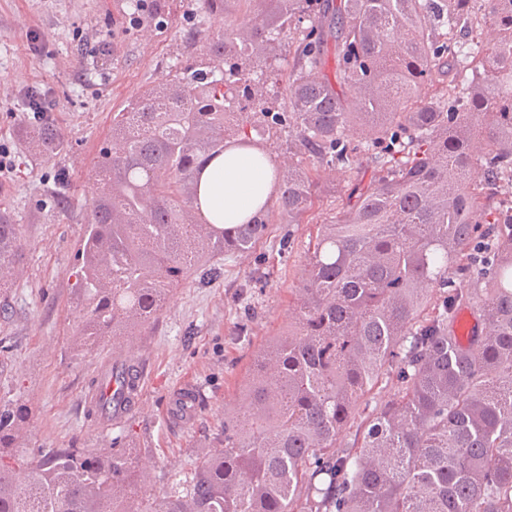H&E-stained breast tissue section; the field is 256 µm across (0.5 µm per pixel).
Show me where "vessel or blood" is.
<instances>
[{
  "mask_svg": "<svg viewBox=\"0 0 512 512\" xmlns=\"http://www.w3.org/2000/svg\"><path fill=\"white\" fill-rule=\"evenodd\" d=\"M143 388L142 376L131 374L126 361L109 360L98 374V385L92 395L93 400L102 404V423L118 425L126 420L139 405ZM196 396L193 386L177 388L169 408L175 416L188 418L193 413Z\"/></svg>",
  "mask_w": 512,
  "mask_h": 512,
  "instance_id": "b4317fda",
  "label": "vessel or blood"
}]
</instances>
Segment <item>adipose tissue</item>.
<instances>
[{
	"mask_svg": "<svg viewBox=\"0 0 512 512\" xmlns=\"http://www.w3.org/2000/svg\"><path fill=\"white\" fill-rule=\"evenodd\" d=\"M281 167L265 149H225L203 168L198 181L199 207L212 224L246 223L269 202Z\"/></svg>",
	"mask_w": 512,
	"mask_h": 512,
	"instance_id": "1",
	"label": "adipose tissue"
}]
</instances>
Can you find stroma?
Here are the masks:
<instances>
[{"label":"stroma","instance_id":"stroma-1","mask_svg":"<svg viewBox=\"0 0 512 512\" xmlns=\"http://www.w3.org/2000/svg\"><path fill=\"white\" fill-rule=\"evenodd\" d=\"M0 0V213L18 224V274L0 289V398L25 403L31 417L22 445L41 448H129L152 471L140 496L168 492L214 448L224 410L241 398L248 370L264 344L287 329L293 288L310 238L336 218V200L353 172L311 165L289 150L287 132L267 144L284 166L308 170L318 198L302 223L273 215L270 234L245 255L204 260L168 296L160 314L124 346L106 338L76 344L83 301L76 288L82 239L99 192L92 170L112 142V115L145 89L197 62L205 35L246 20L248 7L229 0L214 16L202 0ZM48 108L35 117L29 92ZM53 125L62 149L45 157L30 136ZM290 238L291 250L279 241ZM124 350L145 381L138 409L122 426L98 423L88 398L101 363ZM197 383L191 422L169 417L176 385Z\"/></svg>","mask_w":512,"mask_h":512}]
</instances>
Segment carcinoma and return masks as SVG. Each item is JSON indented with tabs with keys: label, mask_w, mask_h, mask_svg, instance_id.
Returning a JSON list of instances; mask_svg holds the SVG:
<instances>
[{
	"label": "carcinoma",
	"mask_w": 512,
	"mask_h": 512,
	"mask_svg": "<svg viewBox=\"0 0 512 512\" xmlns=\"http://www.w3.org/2000/svg\"><path fill=\"white\" fill-rule=\"evenodd\" d=\"M478 2L489 37L464 58ZM259 3L254 20L206 38L205 66L114 114L120 148H101L94 171L77 340L132 335L202 256L267 236V208L219 227L198 206L200 172L227 145L286 128L313 162L351 171L366 158L369 180L321 225L295 323L257 356L218 448L177 492L135 498L150 468L127 448L24 451L30 409L0 401V512H512V201L500 191L512 179V0ZM292 32L288 111L274 112L257 71ZM462 64L460 84L432 79ZM32 133L46 157L61 149L49 125ZM278 183L297 224L311 179L295 168ZM20 250L0 214V288ZM465 308L476 324L462 345ZM383 381L394 392L362 409Z\"/></svg>",
	"instance_id": "cac0c4a2"
}]
</instances>
